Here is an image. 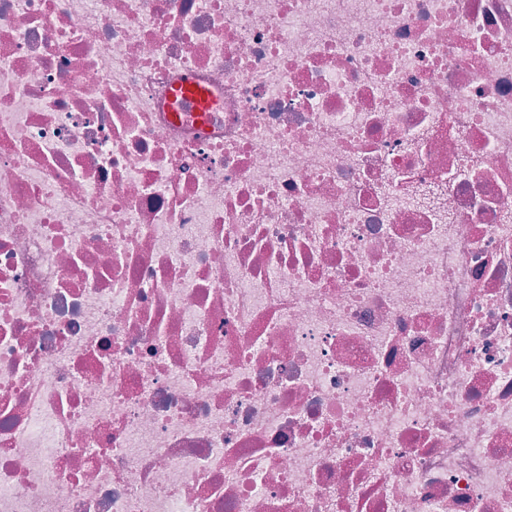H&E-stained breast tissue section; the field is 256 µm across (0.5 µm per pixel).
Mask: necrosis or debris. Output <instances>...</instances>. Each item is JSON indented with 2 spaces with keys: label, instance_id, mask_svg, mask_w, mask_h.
<instances>
[{
  "label": "necrosis or debris",
  "instance_id": "necrosis-or-debris-1",
  "mask_svg": "<svg viewBox=\"0 0 512 512\" xmlns=\"http://www.w3.org/2000/svg\"><path fill=\"white\" fill-rule=\"evenodd\" d=\"M0 512H512V0H0ZM176 97L179 103L190 105L196 112H208L212 105L209 93L189 80L177 90Z\"/></svg>",
  "mask_w": 512,
  "mask_h": 512
}]
</instances>
